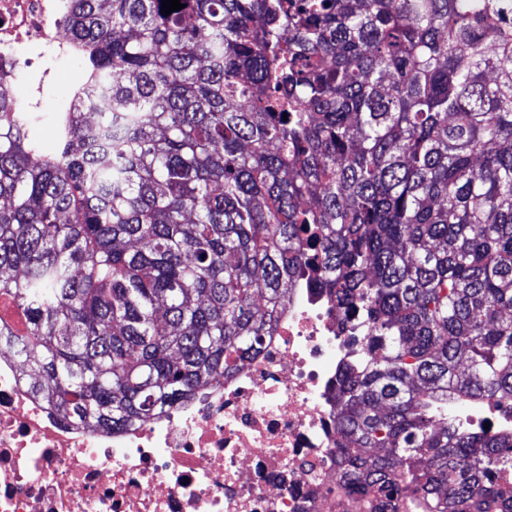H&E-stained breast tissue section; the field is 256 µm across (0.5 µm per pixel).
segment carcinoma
Here are the masks:
<instances>
[{"mask_svg":"<svg viewBox=\"0 0 512 512\" xmlns=\"http://www.w3.org/2000/svg\"><path fill=\"white\" fill-rule=\"evenodd\" d=\"M67 0L82 82L0 83V349L121 430L217 383L311 274L363 344L336 460L374 512H512V0Z\"/></svg>","mask_w":512,"mask_h":512,"instance_id":"obj_1","label":"carcinoma"}]
</instances>
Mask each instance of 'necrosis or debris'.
<instances>
[{
    "label": "necrosis or debris",
    "mask_w": 512,
    "mask_h": 512,
    "mask_svg": "<svg viewBox=\"0 0 512 512\" xmlns=\"http://www.w3.org/2000/svg\"><path fill=\"white\" fill-rule=\"evenodd\" d=\"M61 4L0 0V58L70 55ZM339 318L295 283L256 355L158 423L119 432L61 418L0 351V512H358L336 471Z\"/></svg>",
    "instance_id": "1"
}]
</instances>
